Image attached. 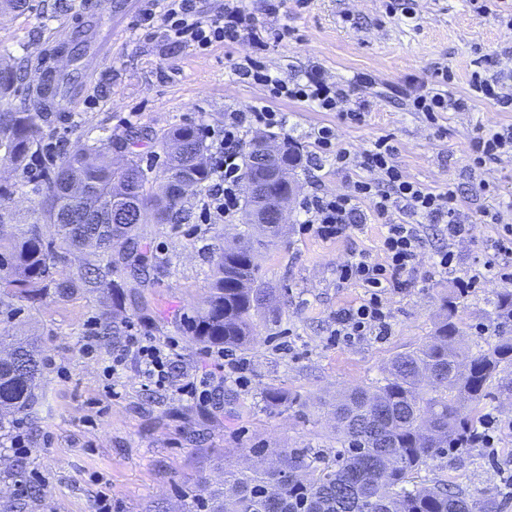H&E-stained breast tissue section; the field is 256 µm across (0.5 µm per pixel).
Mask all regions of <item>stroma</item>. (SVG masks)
<instances>
[{"mask_svg": "<svg viewBox=\"0 0 512 512\" xmlns=\"http://www.w3.org/2000/svg\"><path fill=\"white\" fill-rule=\"evenodd\" d=\"M56 2L32 0L25 14L0 13V59L27 67L16 93L0 102L5 109L20 108L47 71L69 66L68 56L58 51L64 25L79 19L96 32L100 52L83 61L88 75L79 105L60 104L42 123L54 156L80 141L147 129L152 139L133 150L158 175L164 159L158 137L164 131L179 124L218 130L225 111L266 105L287 113L290 134L304 147L310 129L322 125L338 126L342 146L357 153L389 138L395 162L410 180L434 191L459 185L461 203L471 211L512 197V156L493 165L486 192L467 169L472 138L490 125H512V111L477 100L466 110L441 113L433 125L403 96L409 87L432 86L439 66L448 67L449 89L462 97L476 59L512 70V30L495 16L473 12L468 0H413L411 19L388 17L384 0H287L288 24L298 38L271 47L263 60L292 77L315 67L345 83L370 78L371 87L354 91L370 102L364 121L343 125L335 113L273 97L235 75V63L252 52L248 43L221 44L203 54L170 51L150 31L134 29L131 17L111 16L110 0H86L79 16L59 12ZM365 175L327 161L318 169H299L298 183L304 195L315 187L336 193ZM206 195L200 189L188 196L179 225H144L143 250L156 272L148 286L126 291L120 306H113L111 295L80 289L23 304L9 319V326L38 335L43 378L36 420L26 429L28 454L0 444V512H96L104 497L112 512H184L189 488L200 480L220 483L225 469L245 467L249 449L333 453L336 433L319 399L381 378L394 355L431 336L443 301L457 302L465 339L492 336L499 326L494 301L502 283L464 293L452 279L429 277L423 266L404 292L389 299L391 336L351 344L336 340L337 311L365 297L359 285L337 281L336 266L348 251L377 250L382 228L371 222L342 240L326 241L302 233L294 210L286 234L260 258L276 314L257 317L254 343L233 352L249 364L243 381L224 380L205 357L204 345L191 342L182 329L184 318L204 304L220 246L239 230L223 216L205 215ZM108 318L173 342V375L209 379V408L150 383L131 361L116 379L105 377L103 368L119 349L102 334ZM88 342L89 356L83 352ZM270 388L300 396V405L271 413L263 399ZM487 411L503 426L496 455L483 448L452 450L441 466L421 471L419 480L445 476L475 500L493 498L500 512H512V492L504 487L512 478V395L501 396ZM21 484L29 492H18Z\"/></svg>", "mask_w": 512, "mask_h": 512, "instance_id": "stroma-1", "label": "stroma"}]
</instances>
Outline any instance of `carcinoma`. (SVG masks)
Listing matches in <instances>:
<instances>
[{
    "label": "carcinoma",
    "instance_id": "carcinoma-1",
    "mask_svg": "<svg viewBox=\"0 0 512 512\" xmlns=\"http://www.w3.org/2000/svg\"><path fill=\"white\" fill-rule=\"evenodd\" d=\"M93 35L77 33L67 50L78 66ZM17 71L0 68V97L16 92ZM71 74L54 75L29 94L19 110L0 112V152L14 169L30 170L44 150L37 118L49 111V101L67 95ZM165 147L163 181L154 188L128 142L105 136L74 145L60 163L44 170L38 181L0 183V316L13 303H34L54 293L65 296L77 288L108 293L121 284L110 279L112 255L130 264L137 286L151 281V267L141 254L140 225L178 224L183 212L182 184L199 186L211 172L207 145L200 128L178 125L160 136ZM283 190L297 181L303 155L285 144ZM31 186L39 217L31 224H14L6 203ZM252 202L242 213L239 244L220 252L211 275L205 307L187 321V333L199 344L231 349L249 347L256 335L254 317L266 296L260 250L277 244L281 224H258ZM94 241L96 251L65 276L56 268L68 254ZM501 326L494 336L471 346L461 343L454 321L457 303L443 305L432 336L419 347L394 356L382 378L327 402L336 421L342 448L331 457L311 456L283 448L275 463L249 471H224V484L201 485L192 508L198 512H498L496 500L477 502L462 489L448 488L445 479L417 486L415 475L448 449L468 446L480 417L462 414V401L475 406L493 400V381L512 365V290L505 288L494 302ZM41 361L30 340H17L0 355V432L4 416L29 414L38 400ZM268 408L280 414L300 402L279 389L266 391Z\"/></svg>",
    "mask_w": 512,
    "mask_h": 512
}]
</instances>
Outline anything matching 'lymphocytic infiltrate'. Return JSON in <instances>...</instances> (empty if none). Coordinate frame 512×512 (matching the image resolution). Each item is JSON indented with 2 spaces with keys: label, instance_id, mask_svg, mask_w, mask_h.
Returning a JSON list of instances; mask_svg holds the SVG:
<instances>
[{
  "label": "lymphocytic infiltrate",
  "instance_id": "obj_1",
  "mask_svg": "<svg viewBox=\"0 0 512 512\" xmlns=\"http://www.w3.org/2000/svg\"><path fill=\"white\" fill-rule=\"evenodd\" d=\"M133 26L158 30L166 47H188L199 52L242 40L263 47L268 41L280 42L295 35L294 29L285 25L274 30L257 25L242 0H224L223 12L214 18L202 15L196 0H166L162 16L144 14ZM235 70L243 78L267 88L274 97L335 113L340 123H358L364 116L363 108L348 106L349 85L329 81L319 73L311 71L302 78L288 80L251 56L238 62ZM449 81L448 70L443 67L436 84L411 91L413 111L433 121L439 113L465 109V100L454 98L449 91ZM286 127L285 113L264 106L225 112L224 130L212 141L209 153L214 180L207 194V209L223 215L228 222L235 218L241 206V144L245 136L257 130L274 134ZM308 137L314 147L307 157L309 164L330 160L343 170L353 167L366 170L368 176L353 182L346 191L315 192L305 197L300 203L304 230L325 240H338L371 220L381 221L385 228L380 245L382 259L373 258L366 250H354L336 267L340 282L354 283L366 290V297L359 305L337 312L336 338L351 342L367 336L382 339L390 335L391 316L385 297L406 288L408 276L425 258L423 227L427 224L443 225L448 234L447 245L428 257L433 272L454 277L457 287L466 292L484 287L492 280L512 282V224L504 223L502 218L503 212L512 211V199L499 201L496 209H483L476 216L462 207L458 186L452 184L436 192L409 180L396 165V148L388 139L375 141L372 148L357 155L341 146L335 127L312 128ZM506 155H512V126L488 128L472 139L467 168L480 188L489 186V164L499 162ZM481 216L498 224L499 230L490 243L488 256L466 272H459L455 245L471 237L473 226ZM170 351V345L131 333L124 348L113 355L106 371L116 375L131 360L143 377L155 385L170 388L188 401L207 404V390L194 381L173 378Z\"/></svg>",
  "mask_w": 512,
  "mask_h": 512
}]
</instances>
